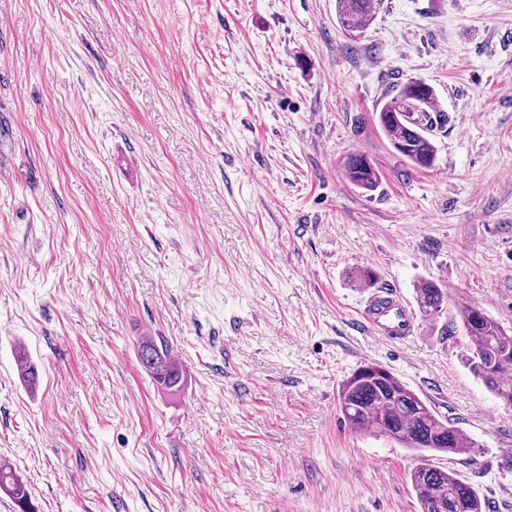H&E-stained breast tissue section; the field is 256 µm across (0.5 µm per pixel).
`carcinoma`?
Returning <instances> with one entry per match:
<instances>
[{"instance_id":"obj_1","label":"carcinoma","mask_w":512,"mask_h":512,"mask_svg":"<svg viewBox=\"0 0 512 512\" xmlns=\"http://www.w3.org/2000/svg\"><path fill=\"white\" fill-rule=\"evenodd\" d=\"M383 0H336V19L350 36H358L373 22ZM376 119L396 153L410 166L433 167L436 146L431 137L448 122L437 105L434 89L420 81L401 83L391 91ZM346 179L355 187L374 190L379 174L370 159L351 153L342 162ZM421 317L434 319L448 303V290L433 280H422L415 291ZM457 316L468 338L465 364L485 388L512 404V334L483 309L460 305ZM138 359L157 387L177 392L183 372L167 348L151 337L138 345ZM20 374L30 385L38 380L37 368L26 353L17 352ZM339 410L356 432L391 439L423 459L430 453L460 454L476 447L466 433L435 412L425 400L385 366L368 362L358 366L339 387ZM420 512H486L488 505L460 476L421 462L409 473ZM0 491L15 500L20 512H35L26 485L12 469L0 466Z\"/></svg>"}]
</instances>
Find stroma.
<instances>
[{"mask_svg":"<svg viewBox=\"0 0 512 512\" xmlns=\"http://www.w3.org/2000/svg\"><path fill=\"white\" fill-rule=\"evenodd\" d=\"M408 80L448 115L429 169L374 122ZM423 279L433 321L362 324ZM460 304L512 331V0H385L355 38L336 0H0V460L37 512H419L416 458L339 411L366 362L476 443L431 464L512 512V406ZM341 167L346 179L359 189L373 191L379 184L378 171L364 154L347 155ZM415 294L418 311L424 320H433L444 304H448V290L433 280H422ZM365 321L379 336L398 340L410 333L413 318L394 293L382 292L368 302ZM138 359L157 387L177 392L183 384V372L166 346H158L152 337H143L138 345Z\"/></svg>","mask_w":512,"mask_h":512,"instance_id":"35a3bbf8","label":"stroma"}]
</instances>
